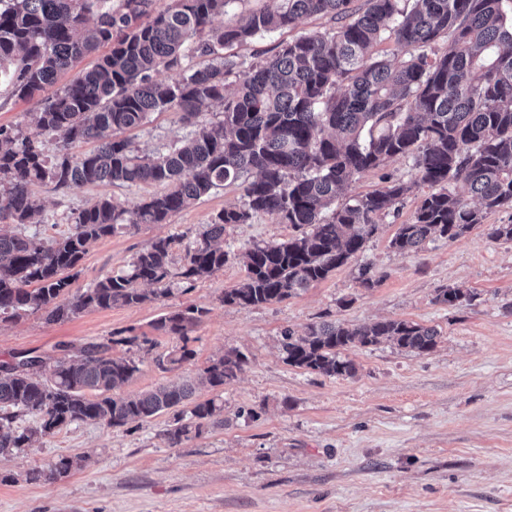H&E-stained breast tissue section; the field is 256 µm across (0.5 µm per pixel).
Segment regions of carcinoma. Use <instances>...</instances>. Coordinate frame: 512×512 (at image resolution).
Listing matches in <instances>:
<instances>
[{"instance_id":"carcinoma-1","label":"carcinoma","mask_w":512,"mask_h":512,"mask_svg":"<svg viewBox=\"0 0 512 512\" xmlns=\"http://www.w3.org/2000/svg\"><path fill=\"white\" fill-rule=\"evenodd\" d=\"M153 0H0V77L13 96L31 100L84 56L110 51L37 102L32 119L41 133L70 146L95 142L85 154L51 159L43 141L0 127V220L29 224L43 210L31 187L158 183L167 190L130 208L100 198L74 217L68 235L45 246L21 233L0 232V315L11 319L46 312V321L70 320L90 308L136 306L171 294L176 278L189 290L224 268V229L256 213L278 217L297 235L255 244L244 253L246 277L224 291L227 305L282 302L344 266L360 253L383 218L416 185L421 196L411 221L390 246L416 252L433 238L454 240L512 209V0H271L245 18L221 26L217 16L234 0H171L146 23ZM332 15L336 27L304 33L271 59L246 62L224 48L257 35L294 28L307 16ZM397 46L391 54L378 47ZM212 61L181 79L153 75L181 65L186 52ZM221 108L222 120L201 124L203 109ZM172 111L197 126L166 152L140 155L114 132L136 128L152 112ZM414 159V178L382 176L385 186L324 211L364 173L395 157ZM461 184L468 196L448 184ZM243 187L246 207H226L171 270L173 236L155 240L127 268L74 294V270L89 247L142 224H163L211 191ZM150 285L149 293L142 286ZM466 295L439 288L435 300L455 306ZM208 309L191 305L160 316L154 329L176 339L158 359L164 370L194 357L188 347ZM440 333L405 320L349 327L322 321L302 335L282 332L284 360L327 377H350L354 363L340 351L390 342L424 355ZM111 344L87 342L75 355L47 364L0 362V453L29 448L39 435L74 422L112 427L172 414L165 436L176 447L203 427L224 425V402L195 399L196 382L160 385L129 396L113 391L139 372L132 359L114 358ZM248 358L230 350L202 370L212 389L236 379ZM49 368L40 380L35 371ZM35 416L39 427L15 424Z\"/></svg>"}]
</instances>
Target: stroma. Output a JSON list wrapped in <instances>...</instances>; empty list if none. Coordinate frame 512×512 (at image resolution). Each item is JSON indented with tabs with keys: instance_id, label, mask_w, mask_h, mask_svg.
<instances>
[{
	"instance_id": "1",
	"label": "stroma",
	"mask_w": 512,
	"mask_h": 512,
	"mask_svg": "<svg viewBox=\"0 0 512 512\" xmlns=\"http://www.w3.org/2000/svg\"><path fill=\"white\" fill-rule=\"evenodd\" d=\"M328 15L303 19L297 28L256 36L234 52L246 60L274 56L309 31L334 28ZM176 113H151L129 130L133 148L165 149L192 136ZM137 186H33L43 204L38 222L22 234L43 241L67 235L72 217L106 197L131 207L161 192ZM423 194L416 187L397 213L381 222L362 253L329 278L283 302L241 308L224 304L225 290L246 274L242 253L255 244L287 240L294 233L275 215L258 213L224 231L229 257L223 270L189 292L138 306L89 309L58 323L37 312L0 319V362L29 352L57 358L80 345L111 336H146L142 347L113 346L116 358L139 365L120 395L195 378L230 349L248 363L220 391L197 388L204 400L220 395L224 424L169 447L164 414L121 427L73 423L34 447L0 454V512H512V240L489 234L493 224H512V210L488 216L462 237L428 243L402 254L390 240L410 222ZM240 186L203 196L166 223L105 237L79 262L71 290L84 289L127 267L160 237L178 235L185 248L227 207H244ZM370 265L374 288L360 286L361 265ZM460 288L472 301L450 307L435 302L439 288ZM207 316L190 334L194 358L172 371L155 360L172 337L153 329L166 312L189 305ZM406 320L437 327L436 349L418 355L384 342L349 347L354 376L330 378L288 365L281 349L284 329L304 332L320 320L359 326ZM73 468L51 475L60 459ZM49 478L28 481L29 470Z\"/></svg>"
}]
</instances>
